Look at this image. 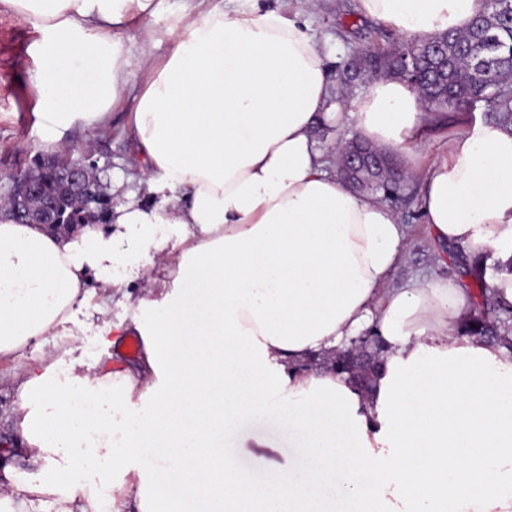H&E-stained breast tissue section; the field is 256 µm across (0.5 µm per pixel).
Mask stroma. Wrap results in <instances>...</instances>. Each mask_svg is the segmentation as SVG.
<instances>
[{
  "label": "stroma",
  "instance_id": "obj_1",
  "mask_svg": "<svg viewBox=\"0 0 512 512\" xmlns=\"http://www.w3.org/2000/svg\"><path fill=\"white\" fill-rule=\"evenodd\" d=\"M155 14H140L125 25L121 37L133 51L149 49L152 57L165 56L172 48L168 27L179 12L181 0H155ZM300 10L310 22V32L319 42L334 90L347 98H355L378 77L366 54L376 47H385L399 36L379 21L362 15L359 0H301ZM43 34L31 23L12 11L0 7V193L10 185L9 174L31 172L51 156L44 148L45 131L37 121L38 47ZM357 61L361 68L351 78H343L345 63ZM129 114L126 109L113 111L109 128L91 135L81 125H73L61 133L58 149L70 150L73 157L90 155L103 170L104 182L119 179L122 191L116 202L130 199L148 200L142 170L135 159L130 140ZM393 207L408 228L407 249L401 265L394 272L390 285L399 287L409 278L440 274L462 280V270L453 262H439L441 252L423 223L415 190H408L403 200ZM66 341L52 337L43 349L22 355L0 357V494L7 492L10 478L40 483L46 475L40 466L29 460V450L11 428L7 417L19 400L18 379L40 366L48 354L61 351ZM242 470L253 471L258 461H266L280 469H293L299 463L286 436L255 422L246 432L237 450Z\"/></svg>",
  "mask_w": 512,
  "mask_h": 512
}]
</instances>
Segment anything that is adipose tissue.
Returning a JSON list of instances; mask_svg holds the SVG:
<instances>
[{"mask_svg": "<svg viewBox=\"0 0 512 512\" xmlns=\"http://www.w3.org/2000/svg\"><path fill=\"white\" fill-rule=\"evenodd\" d=\"M44 40L38 116L50 131L130 127L150 203L113 207L71 233L0 207V356L71 339L20 381L14 430L41 461L56 512H336L340 479L358 512H512V348L461 334V283L389 281L407 247L399 214L336 174L317 138L352 124L410 158L436 243L483 258L512 303V127L464 117L428 167L433 126L419 94L381 77L336 100L300 12L257 0L185 4L161 60L119 37L153 0H0ZM401 35L462 31L483 0H359ZM143 83H136V76ZM135 241L140 257L119 249ZM143 343L135 366L86 360L75 340L91 279ZM384 343L363 390L331 358L351 337ZM302 459L242 471L255 419Z\"/></svg>", "mask_w": 512, "mask_h": 512, "instance_id": "ef3b65f1", "label": "adipose tissue"}]
</instances>
